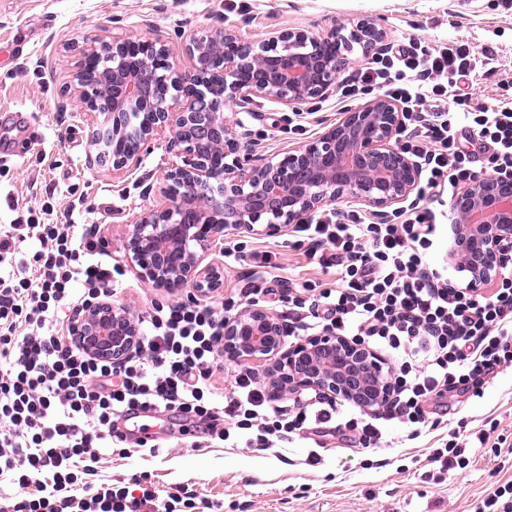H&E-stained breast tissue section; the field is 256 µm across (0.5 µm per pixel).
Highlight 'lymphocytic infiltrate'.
<instances>
[{
	"label": "lymphocytic infiltrate",
	"instance_id": "1",
	"mask_svg": "<svg viewBox=\"0 0 512 512\" xmlns=\"http://www.w3.org/2000/svg\"><path fill=\"white\" fill-rule=\"evenodd\" d=\"M494 57L465 43L435 48L412 40L376 53L342 87L347 97L381 93L401 104L403 146L421 167V192L395 218L374 221L328 209L303 228L305 255L336 288L280 294L291 337L332 333L378 352L392 391L371 410L300 396L284 405L256 368L224 394L214 379L224 318L197 302L139 320L141 348L115 364L79 346L61 310L112 296L121 270L98 247L92 225H0V477L28 487L52 471L49 493L14 497L0 512H221L191 491L134 496L83 481L133 408L172 410L214 440L238 435L247 447L311 431L373 451L395 447L390 424L420 437L433 401L482 397L490 377L512 364V277L490 295L454 286L429 250L444 227L435 207L477 175L478 155L512 171V106L473 102L460 81L493 70ZM30 243L23 251L21 243Z\"/></svg>",
	"mask_w": 512,
	"mask_h": 512
}]
</instances>
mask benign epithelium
<instances>
[{"label":"benign epithelium","mask_w":512,"mask_h":512,"mask_svg":"<svg viewBox=\"0 0 512 512\" xmlns=\"http://www.w3.org/2000/svg\"><path fill=\"white\" fill-rule=\"evenodd\" d=\"M386 39L371 18L326 34L275 30L255 43L222 25L190 36L187 69L159 40L125 35L90 46L69 105L83 112L95 160L137 173L144 151L161 143L177 158L163 174L168 206L129 224L125 258L141 278L169 294L189 286L190 299L207 297L223 281L205 257L226 236L294 232L349 199L386 215L417 194L421 170L399 138L404 113L382 94L260 164L238 118L257 98L301 115L334 90L354 46L382 48ZM451 208L450 258L479 290L512 263V171L474 176ZM76 317L74 335L92 355L119 362L138 345L137 321L109 300L87 304ZM224 355L264 361L276 397L313 390L371 408L390 392L378 353L329 333L290 345L279 319L256 302L224 320Z\"/></svg>","instance_id":"obj_1"}]
</instances>
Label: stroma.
Listing matches in <instances>:
<instances>
[{
  "label": "stroma",
  "mask_w": 512,
  "mask_h": 512,
  "mask_svg": "<svg viewBox=\"0 0 512 512\" xmlns=\"http://www.w3.org/2000/svg\"><path fill=\"white\" fill-rule=\"evenodd\" d=\"M219 16L248 43L273 29L318 34L366 17L384 26L391 44L408 38L432 47L464 41L490 50L496 60L494 72L474 79V98L512 102V0H0V122L12 127L19 112L32 124L28 132H12V153L0 158V225L36 220L45 205L53 209L51 223L71 218L97 225L98 239L123 270L112 301L136 317L175 301L123 262L129 224L165 200L156 192L143 196L133 175L99 166L82 115L59 104L73 88L89 45L129 33L158 39L184 67L187 35ZM357 104L332 92L300 117L294 131L281 105L259 98L242 120L255 157L263 159L317 136ZM301 238L298 232L262 234L245 242L271 252L281 277L333 287L335 276L308 263ZM209 259L224 280L209 305L245 307L251 266L225 258L220 245ZM433 420L416 440L384 451L325 439L314 464L310 440L298 436L265 450L227 448L218 441L195 447L192 436H180L178 416L164 412L149 421L160 439L158 451L113 449L97 463V481L137 496L146 489L164 495L187 487L223 502V512H472L488 488L512 482V460L500 462L489 444L466 448V466L456 475L441 473L428 458L453 437L482 429L491 439L512 443V366L502 368L483 397L461 396Z\"/></svg>",
  "instance_id": "obj_1"
}]
</instances>
